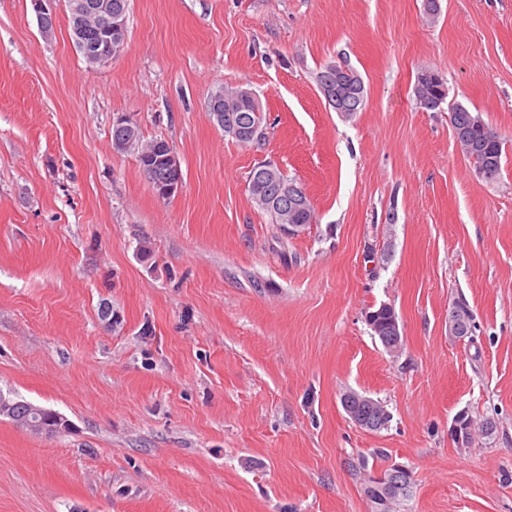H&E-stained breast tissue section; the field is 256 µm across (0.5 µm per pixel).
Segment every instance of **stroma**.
Segmentation results:
<instances>
[{
  "instance_id": "35a3bbf8",
  "label": "stroma",
  "mask_w": 512,
  "mask_h": 512,
  "mask_svg": "<svg viewBox=\"0 0 512 512\" xmlns=\"http://www.w3.org/2000/svg\"><path fill=\"white\" fill-rule=\"evenodd\" d=\"M440 5L129 0L125 51L91 68L66 0L48 35L0 0V396L70 423L0 416V512H372L364 469L394 463L396 512H512V0ZM329 63L364 81L352 118L318 88ZM227 85L259 101L263 145L211 118ZM453 103L507 138L498 180L457 150ZM119 117L173 148L174 196L113 149ZM267 162L311 199L298 235L250 197ZM383 303L396 355L365 321ZM349 390L388 427L356 426ZM461 414L494 433L458 443ZM425 71L417 75V81H419V87L417 85L414 86V94L416 97V102L419 107L425 111H434L437 110L433 107L436 98L439 97L441 91L436 87V85L430 83L428 80H423V75ZM473 317L470 313L468 323L466 318L465 309L461 306L455 305L448 313V332L449 335L457 338H465L472 332ZM469 328V329H468ZM470 330V332H469ZM394 313L396 315L395 310H394ZM396 317H397V315H396ZM396 317L393 314L390 319L389 313L378 314L377 329H376L377 335L373 334L374 336H377V338L379 339L381 344L383 343L385 348L390 353L395 352L400 347V344H401V329H400V325H399V322ZM389 320H390V327H389L390 340L384 339V341L382 342L383 336H386L385 330L387 328V324H388Z\"/></svg>"
}]
</instances>
